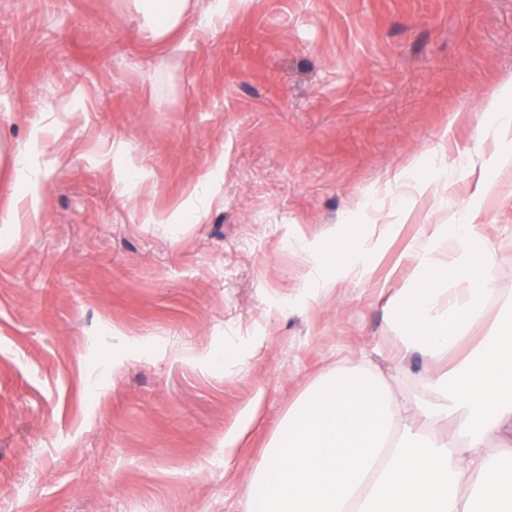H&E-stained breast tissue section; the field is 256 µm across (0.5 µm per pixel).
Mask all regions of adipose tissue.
Here are the masks:
<instances>
[{
    "mask_svg": "<svg viewBox=\"0 0 512 512\" xmlns=\"http://www.w3.org/2000/svg\"><path fill=\"white\" fill-rule=\"evenodd\" d=\"M148 39L165 49L191 0H132ZM452 256L420 254L397 294L404 347L425 354L468 343L448 372L429 378V396L398 403L388 386L358 368L327 373L288 411L256 470L249 496L258 512H512V470L489 440L512 434V316L470 341L488 300L501 296L494 257L462 214L438 225ZM458 414L456 442L421 424Z\"/></svg>",
    "mask_w": 512,
    "mask_h": 512,
    "instance_id": "obj_1",
    "label": "adipose tissue"
}]
</instances>
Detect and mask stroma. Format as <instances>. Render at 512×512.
<instances>
[{
	"mask_svg": "<svg viewBox=\"0 0 512 512\" xmlns=\"http://www.w3.org/2000/svg\"><path fill=\"white\" fill-rule=\"evenodd\" d=\"M192 4L159 54L131 0H0V512H250L322 374L404 402L456 360L406 351L393 298L462 211L505 290L475 335L505 314L512 0ZM358 217L372 261L333 276ZM353 226L349 235L334 242L326 253H323L322 261L332 263L336 267V261L349 254L359 253L364 241V224H350Z\"/></svg>",
	"mask_w": 512,
	"mask_h": 512,
	"instance_id": "obj_1",
	"label": "stroma"
}]
</instances>
